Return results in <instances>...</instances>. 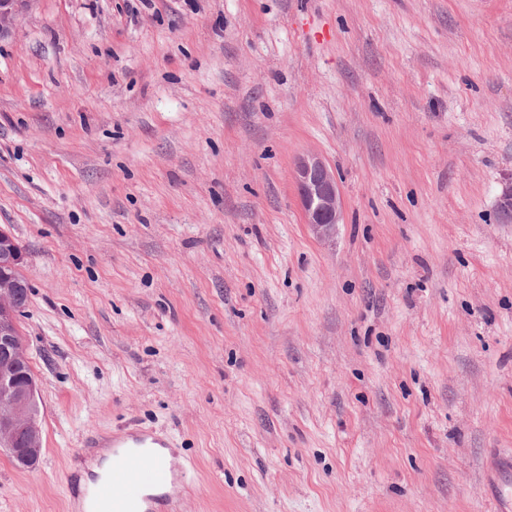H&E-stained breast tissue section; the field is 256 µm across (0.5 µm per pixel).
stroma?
Returning <instances> with one entry per match:
<instances>
[{
    "instance_id": "1",
    "label": "stroma",
    "mask_w": 512,
    "mask_h": 512,
    "mask_svg": "<svg viewBox=\"0 0 512 512\" xmlns=\"http://www.w3.org/2000/svg\"><path fill=\"white\" fill-rule=\"evenodd\" d=\"M511 180L512 0H35L0 40V228L43 447H0V512H74L86 438L130 428L184 512H493ZM294 179L305 224L319 239L332 237L342 216L335 173L320 156L308 153L297 158Z\"/></svg>"
}]
</instances>
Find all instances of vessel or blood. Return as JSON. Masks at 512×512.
I'll return each instance as SVG.
<instances>
[{"mask_svg":"<svg viewBox=\"0 0 512 512\" xmlns=\"http://www.w3.org/2000/svg\"><path fill=\"white\" fill-rule=\"evenodd\" d=\"M102 444L109 450L108 475L87 491L89 512H180L186 474L168 460L164 438L135 430L91 442ZM483 490L495 512H512V455L492 458Z\"/></svg>","mask_w":512,"mask_h":512,"instance_id":"obj_1","label":"vessel or blood"}]
</instances>
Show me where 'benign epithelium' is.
<instances>
[{
    "label": "benign epithelium",
    "mask_w": 512,
    "mask_h": 512,
    "mask_svg": "<svg viewBox=\"0 0 512 512\" xmlns=\"http://www.w3.org/2000/svg\"><path fill=\"white\" fill-rule=\"evenodd\" d=\"M35 0H0V39L10 36L19 15ZM294 179L305 224L319 239L330 238L342 216L336 175L318 155L297 158ZM498 215L512 222V182L505 186ZM24 256L15 240L0 230V445L27 467L35 465L41 449L38 388L20 336L16 312L27 282L18 276Z\"/></svg>",
    "instance_id": "1"
}]
</instances>
